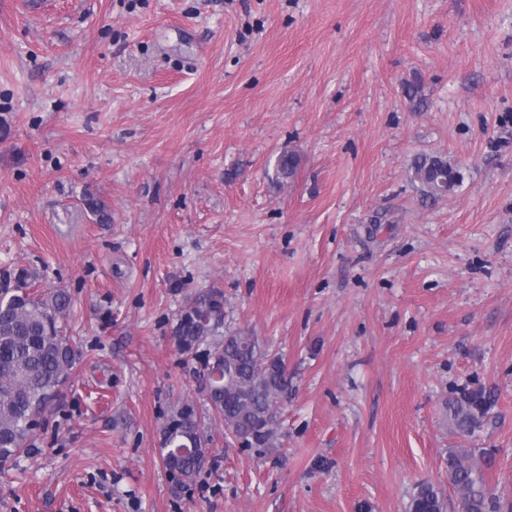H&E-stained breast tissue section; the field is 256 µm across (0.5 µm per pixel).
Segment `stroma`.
Listing matches in <instances>:
<instances>
[{"label": "stroma", "instance_id": "1", "mask_svg": "<svg viewBox=\"0 0 512 512\" xmlns=\"http://www.w3.org/2000/svg\"><path fill=\"white\" fill-rule=\"evenodd\" d=\"M22 274L70 295L78 359L0 512H407L424 480L459 512L454 448L511 504L512 0H0V287ZM210 289L289 395L276 448L206 423L177 489L162 427L208 405L171 336ZM413 181L421 185L425 198L435 200L457 185L459 176L441 156H422L412 166Z\"/></svg>", "mask_w": 512, "mask_h": 512}]
</instances>
